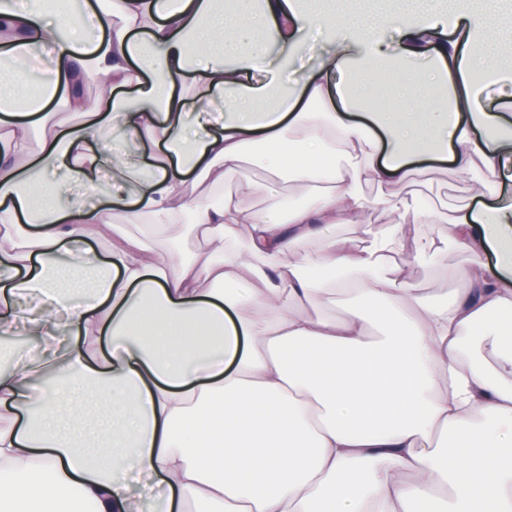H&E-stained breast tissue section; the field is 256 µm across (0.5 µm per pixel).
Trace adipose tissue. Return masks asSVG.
<instances>
[{
	"label": "adipose tissue",
	"mask_w": 512,
	"mask_h": 512,
	"mask_svg": "<svg viewBox=\"0 0 512 512\" xmlns=\"http://www.w3.org/2000/svg\"><path fill=\"white\" fill-rule=\"evenodd\" d=\"M222 2L88 0L75 19L0 0L5 55L54 53L38 93L14 73L27 111L0 110V342L33 341L0 370V512H143L134 478L165 488L157 512H512V199L449 212L473 261L452 300L426 301L404 270L434 250L433 208L402 189L431 157L512 181V75L489 48L512 11L453 0L397 14L387 38L379 16L335 28L302 0ZM56 100L78 121L32 151ZM114 129L156 153L112 152ZM252 144L262 215L227 192ZM374 211L400 222L338 233ZM187 216L198 255L160 253ZM76 390L112 407L100 452Z\"/></svg>",
	"instance_id": "obj_1"
}]
</instances>
